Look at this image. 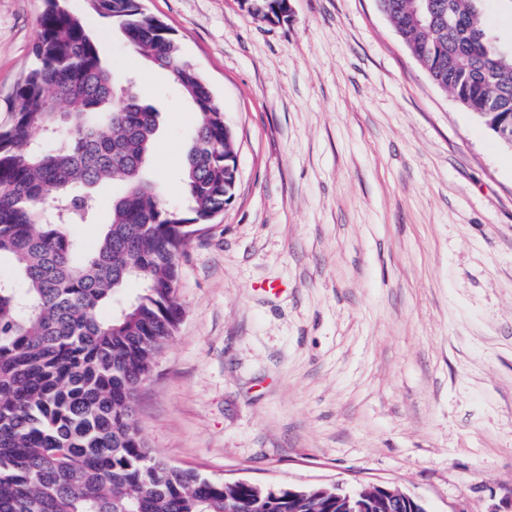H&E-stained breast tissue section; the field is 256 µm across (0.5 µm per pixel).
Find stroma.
<instances>
[{
    "label": "stroma",
    "mask_w": 512,
    "mask_h": 512,
    "mask_svg": "<svg viewBox=\"0 0 512 512\" xmlns=\"http://www.w3.org/2000/svg\"><path fill=\"white\" fill-rule=\"evenodd\" d=\"M289 3L270 24L239 0L142 2L210 86L238 177L180 259L184 316L138 429L212 479L512 512V147L431 81L377 0ZM68 8L157 109L146 174L183 203L198 114L88 0ZM42 9L0 0V127Z\"/></svg>",
    "instance_id": "stroma-1"
}]
</instances>
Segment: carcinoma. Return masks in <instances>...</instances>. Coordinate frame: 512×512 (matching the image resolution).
Returning <instances> with one entry per match:
<instances>
[{
    "instance_id": "1",
    "label": "carcinoma",
    "mask_w": 512,
    "mask_h": 512,
    "mask_svg": "<svg viewBox=\"0 0 512 512\" xmlns=\"http://www.w3.org/2000/svg\"><path fill=\"white\" fill-rule=\"evenodd\" d=\"M278 0H240L268 22ZM432 82L488 124L512 129V53L480 23L482 0H380ZM131 50L169 71L201 118L183 164L185 204L143 178L158 111L121 95L102 51L63 4L45 0L34 64L0 129V512H338L332 495L227 484L171 465L134 420L140 385L181 319L179 258L195 225L233 200L237 154L224 112L173 30L140 0H89ZM112 183L109 223L84 246L92 188ZM138 285L128 293L130 283Z\"/></svg>"
}]
</instances>
